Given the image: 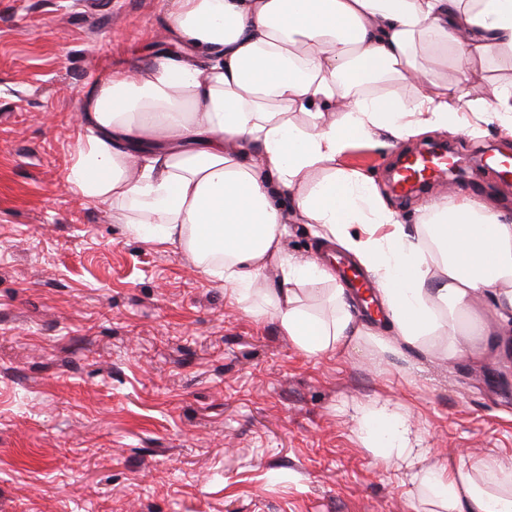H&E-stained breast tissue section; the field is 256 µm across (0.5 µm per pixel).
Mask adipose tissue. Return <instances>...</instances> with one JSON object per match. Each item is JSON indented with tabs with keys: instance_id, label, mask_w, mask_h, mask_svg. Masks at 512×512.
<instances>
[{
	"instance_id": "adipose-tissue-1",
	"label": "adipose tissue",
	"mask_w": 512,
	"mask_h": 512,
	"mask_svg": "<svg viewBox=\"0 0 512 512\" xmlns=\"http://www.w3.org/2000/svg\"><path fill=\"white\" fill-rule=\"evenodd\" d=\"M167 28L185 57L105 72L88 96L74 190L128 206L135 234L181 247L237 300L277 268L267 306L306 355L369 331L344 285L330 314L301 304L297 283L336 274L288 253L292 214L375 280L394 337L451 362L512 345V218L458 196L424 207L411 227L340 165L350 141L380 130L405 140L494 123L512 137V79L489 97L470 89L488 61L512 72V0H172ZM392 81L409 95L385 90ZM357 422L364 447L442 512H512V454L432 462L410 417L387 402L360 406Z\"/></svg>"
}]
</instances>
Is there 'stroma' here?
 Instances as JSON below:
<instances>
[{
  "label": "stroma",
  "mask_w": 512,
  "mask_h": 512,
  "mask_svg": "<svg viewBox=\"0 0 512 512\" xmlns=\"http://www.w3.org/2000/svg\"><path fill=\"white\" fill-rule=\"evenodd\" d=\"M171 0H0V512H432L365 450L359 405L410 413L437 457L512 453V376L395 341L313 359L180 248L75 193L85 99L167 55ZM342 167L384 185L399 151ZM464 156L512 154L497 126Z\"/></svg>",
  "instance_id": "stroma-1"
}]
</instances>
